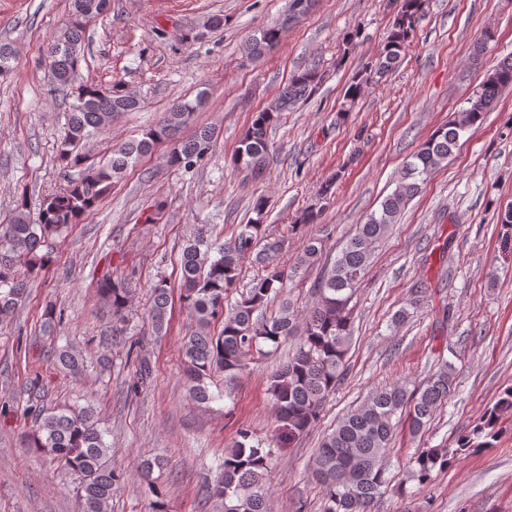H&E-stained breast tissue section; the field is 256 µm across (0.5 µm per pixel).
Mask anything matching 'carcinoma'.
I'll return each mask as SVG.
<instances>
[{"instance_id":"obj_1","label":"carcinoma","mask_w":512,"mask_h":512,"mask_svg":"<svg viewBox=\"0 0 512 512\" xmlns=\"http://www.w3.org/2000/svg\"><path fill=\"white\" fill-rule=\"evenodd\" d=\"M111 4L112 0H72L67 24L48 43L52 75L59 88L70 90L71 98L57 161L65 168L80 169V176L63 191L43 198L38 222H31L26 196L22 195L14 201L10 223L0 224V326L9 321L22 300L26 281L48 265L49 255L39 253L45 239L80 223L111 191L114 181L140 158L168 142L167 165L187 172L214 146L217 133L209 126L196 129L189 138L181 137V130L204 103L205 96L201 95L194 101L174 104L141 138L113 147L107 162L88 161L81 151L83 142L121 115L141 107V99L120 81L107 88L88 81L75 84L86 27L109 13ZM312 4L313 0H290L281 23L260 30L247 41V55L264 56L280 41L283 30L305 15ZM422 12L423 0H403L384 51L371 65L373 75L382 78L399 64ZM14 60L12 45L0 41V78L13 72ZM320 81L321 75L314 68L291 75L273 103L256 113L231 165L253 180L262 178L273 157L268 130L284 112L311 96ZM509 86L512 55L497 64L452 122L438 128L409 157L400 181L381 202L380 209L366 215L337 256L325 263L314 289L315 300L304 313L288 299L282 300L277 311L268 312V304L280 294L287 273L276 260L282 241L264 236V198L254 203L256 217L240 225V231L225 241L214 236L208 224L196 228L183 249L180 264V301L193 322L181 347L189 398L197 403L213 400L212 388L234 380L256 358L268 354L267 348L276 349L291 338L298 339L295 354L269 377L276 428L267 439L245 428L239 430L231 449L218 460V478L200 489L205 502H220L221 512H271L267 484L271 447H280L314 427L326 398L344 379L352 343L350 303L376 246L420 193L432 170L448 160L460 136L482 122L485 112ZM321 255L320 239L304 240L290 273L320 262ZM250 258L260 265L262 273L232 301L229 295L239 280L243 262ZM97 288L112 308V331L122 333L135 292L130 277L106 273ZM171 303V290L162 280L152 288L146 309L147 321L157 336L168 329ZM63 321V312L47 307L41 315L42 330L49 336ZM218 321L222 329L211 332L212 324ZM50 356L58 368L72 376L80 377L88 370L83 352L69 343L52 346ZM126 358L135 365L131 390L136 393L151 378L153 366L134 344L127 349ZM454 382L455 366L442 358L425 382L411 389L399 382L376 389L356 410L340 418L324 435L310 465L312 480L322 496V512H371V506L389 486L386 456L397 426L405 425L414 437L422 435L433 413L448 401ZM506 410H512V386L487 411L484 425L459 437L455 449L424 448L411 457L408 467L418 488L428 487L434 470L489 447L499 415ZM27 413L31 425L25 433L26 447L77 477L80 512H112L113 492L123 474L112 464V447L104 441L96 408L91 404L78 408L36 405ZM163 466L160 458H147L141 463V477L152 486L151 512H169L165 492L153 485L154 471Z\"/></svg>"}]
</instances>
